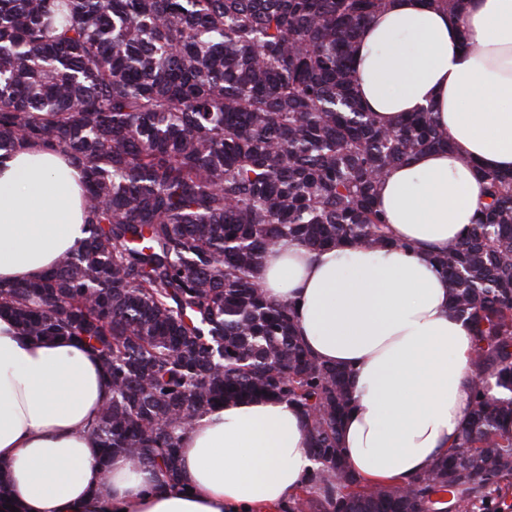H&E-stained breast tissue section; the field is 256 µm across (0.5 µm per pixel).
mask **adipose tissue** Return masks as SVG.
Returning <instances> with one entry per match:
<instances>
[{"mask_svg":"<svg viewBox=\"0 0 512 512\" xmlns=\"http://www.w3.org/2000/svg\"><path fill=\"white\" fill-rule=\"evenodd\" d=\"M354 77L381 124L427 107L451 146L378 184L395 246L285 241L256 276L268 299L295 300L308 349L349 372L341 445L362 484L389 485L452 451L471 415L474 337L432 258L474 224L479 171H512V0H462L454 14L390 0L361 32ZM81 192L56 154L0 158V283L36 279L81 246ZM110 395L90 352L26 339L0 318V470L23 512H281L313 468L305 416L266 399L194 421L180 440L179 483L129 457L102 468L88 425Z\"/></svg>","mask_w":512,"mask_h":512,"instance_id":"ef3b65f1","label":"adipose tissue"}]
</instances>
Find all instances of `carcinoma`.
Masks as SVG:
<instances>
[{
    "label": "carcinoma",
    "mask_w": 512,
    "mask_h": 512,
    "mask_svg": "<svg viewBox=\"0 0 512 512\" xmlns=\"http://www.w3.org/2000/svg\"><path fill=\"white\" fill-rule=\"evenodd\" d=\"M388 2L0 0V156L63 155L87 215L82 245L41 280L0 285V314L98 357L101 459L174 482L194 420L264 398L308 422L315 467L288 512L512 507L491 497L512 478V175H480L478 221L433 258L483 378L454 452L407 484H359L340 444L347 372L255 277L286 239L395 244L378 183L450 145L429 109L386 126L358 101L354 43Z\"/></svg>",
    "instance_id": "carcinoma-1"
}]
</instances>
